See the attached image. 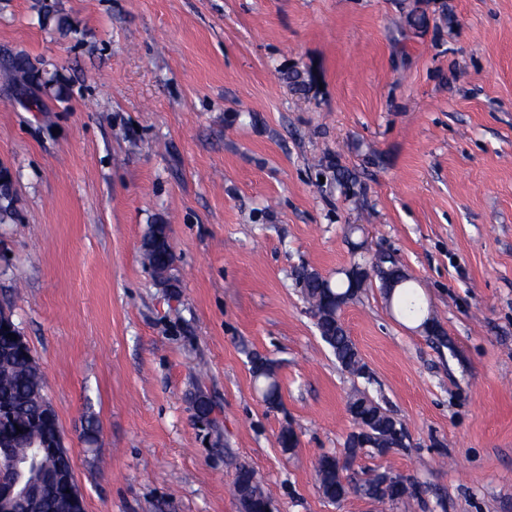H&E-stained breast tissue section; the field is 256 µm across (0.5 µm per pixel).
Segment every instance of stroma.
<instances>
[{
    "label": "stroma",
    "instance_id": "35a3bbf8",
    "mask_svg": "<svg viewBox=\"0 0 512 512\" xmlns=\"http://www.w3.org/2000/svg\"><path fill=\"white\" fill-rule=\"evenodd\" d=\"M0 166V307L85 512H241V464L273 512H512V0H0ZM152 224L177 289L142 263ZM381 251L448 343L371 284L340 313L356 377L294 272ZM357 389L407 438L350 478L387 471L419 497L322 496L315 464L342 453ZM251 363L252 374L256 380L261 382V386L268 385L270 388L263 401L271 405L278 404L281 400L280 385L273 366L261 358H255Z\"/></svg>",
    "mask_w": 512,
    "mask_h": 512
}]
</instances>
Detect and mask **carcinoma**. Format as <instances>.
<instances>
[{
  "mask_svg": "<svg viewBox=\"0 0 512 512\" xmlns=\"http://www.w3.org/2000/svg\"><path fill=\"white\" fill-rule=\"evenodd\" d=\"M144 263L149 266L156 277L168 276L175 257L169 242L152 251H143ZM369 271L378 278L389 277L402 280V290L395 299L400 313L407 317L427 322L432 319L431 311L424 309L415 290L409 284V278L400 268L393 269L388 261L379 259L370 266ZM295 280L301 288L305 301L310 305L316 326L327 334V345L332 351L336 362L345 371L357 374L364 368L358 351L340 318L336 317L332 297L345 296L350 291V281L338 277L331 282V287H320L318 273L300 268L295 272ZM252 374L261 385L270 388L263 401L276 405L281 400L280 385L276 372L267 361L256 358L252 361ZM6 401L14 408L13 419L7 423L0 422V440L15 441L16 448H5L3 452L11 456L14 452L26 451L25 443L31 439L50 440L54 437L53 424L44 419L47 398L43 394V379L39 366L28 356L18 344L16 337H8V333L0 334V402ZM350 405L362 406L361 414L364 422L356 424V429L367 426L369 434L367 442L377 452H385L393 436L403 430V425L396 420L379 402L363 393L352 395ZM355 434H350L341 456L324 455L316 463V476L322 495L333 503L346 498L350 493H358L382 507L390 506L402 499L414 498L420 493V487L411 481L386 472L375 473L362 483L352 484L344 481L343 470L351 466L357 459L360 448L354 442ZM247 483L251 495L252 512H265L271 500L270 493L256 480L254 472L247 468L237 469L232 485L239 482ZM69 486L57 483L50 492V500L41 497L28 504L29 512H50L56 509L61 512L67 504Z\"/></svg>",
  "mask_w": 512,
  "mask_h": 512,
  "instance_id": "carcinoma-1",
  "label": "carcinoma"
}]
</instances>
